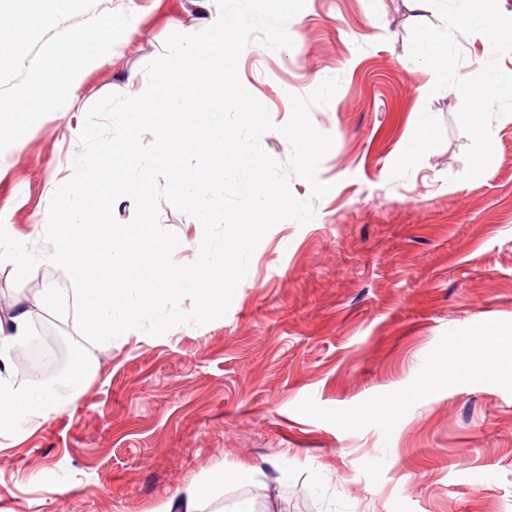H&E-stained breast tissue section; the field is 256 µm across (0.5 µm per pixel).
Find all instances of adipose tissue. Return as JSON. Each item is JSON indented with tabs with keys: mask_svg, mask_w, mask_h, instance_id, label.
Wrapping results in <instances>:
<instances>
[{
	"mask_svg": "<svg viewBox=\"0 0 512 512\" xmlns=\"http://www.w3.org/2000/svg\"><path fill=\"white\" fill-rule=\"evenodd\" d=\"M486 0H457L456 11L460 27L478 25L485 39L496 46L512 49V15L500 16L491 13L485 6ZM463 93L470 99L471 108L463 119L473 132L474 151L482 163L493 159V136L484 123V106L492 96L512 98V81L498 82L489 86L466 85ZM42 304L21 303L15 308L8 321L0 320V362H7L11 349L26 337L28 326L42 311ZM61 396L36 380L15 383L11 377L0 374V407L13 410L11 431H21L23 425L34 419H45L56 411Z\"/></svg>",
	"mask_w": 512,
	"mask_h": 512,
	"instance_id": "ef3b65f1",
	"label": "adipose tissue"
}]
</instances>
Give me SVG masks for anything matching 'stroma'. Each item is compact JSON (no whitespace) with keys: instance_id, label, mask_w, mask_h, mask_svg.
Returning a JSON list of instances; mask_svg holds the SVG:
<instances>
[{"instance_id":"1","label":"stroma","mask_w":512,"mask_h":512,"mask_svg":"<svg viewBox=\"0 0 512 512\" xmlns=\"http://www.w3.org/2000/svg\"><path fill=\"white\" fill-rule=\"evenodd\" d=\"M96 9L134 18L75 79L73 108L0 154V224L39 254L50 244L32 226L73 175L88 108L141 95L165 39L219 14L216 0ZM287 30L293 48L251 43L238 75L276 125L261 145L280 162L292 97L339 79L310 110L333 138L314 219L273 226L226 315L205 325L91 345L73 318L42 314L29 335L52 327L96 372L49 419L0 434V512H158L192 480L202 512H512V364L502 350L495 369L469 368L487 354L482 329L512 335V98L484 108L485 167L455 90L462 77L512 79V51L461 28L450 0L419 23L405 0H306ZM424 33L454 46L451 71L416 59ZM423 120L429 139L404 160ZM159 219L179 239L174 262H194L201 223L166 202ZM14 274L0 262L3 317L71 288L47 263L23 283ZM381 403L392 418L374 414Z\"/></svg>"}]
</instances>
